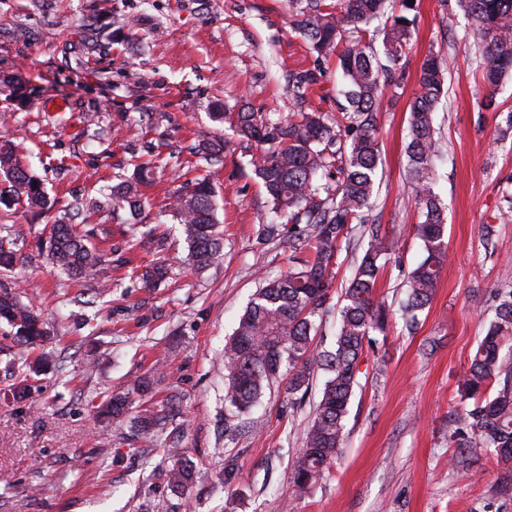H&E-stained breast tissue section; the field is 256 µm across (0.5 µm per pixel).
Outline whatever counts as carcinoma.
I'll use <instances>...</instances> for the list:
<instances>
[{
    "label": "carcinoma",
    "mask_w": 512,
    "mask_h": 512,
    "mask_svg": "<svg viewBox=\"0 0 512 512\" xmlns=\"http://www.w3.org/2000/svg\"><path fill=\"white\" fill-rule=\"evenodd\" d=\"M96 18L110 34L120 37L129 27L127 18L99 0ZM402 0L397 13L392 0H296L292 21L317 57L336 55L341 72V90L346 105L336 116V125L324 115L300 107L277 120L241 108L232 112L213 105L211 121L227 124L241 144L255 149L252 172L263 187L273 212L288 218V238L278 224H265L261 234L288 245V272L275 278H259V286L232 334L224 344V438L236 439L243 418L261 403L266 389L288 373V401L309 389L314 373L326 380L315 406L293 466L291 480L303 491L318 483L331 469L344 442L345 420L354 389L358 385L360 360L372 333H385L390 313L378 301L380 274L393 253V234L371 216L381 164L375 112L385 86L402 76L417 17H409L411 6ZM471 24L466 37L485 60L483 81L490 87L512 75V0H455ZM420 90L409 104V141L406 146V176L413 187L420 221L414 234L422 242L424 258L406 279L400 316L408 330L418 314L433 299L447 257L445 208L435 192L433 161L440 143L435 137L433 112L447 95L441 60L426 57L420 67ZM168 144H150L155 159L137 162L131 175L112 185L110 194L75 198L53 216L48 234L38 239V248L66 277L89 289L97 297L119 278L112 271L131 263L116 261L91 243L94 229L85 224L87 215L124 209L140 215L146 201L144 189L155 182V174L168 167L190 164L199 175L168 195L165 209L179 225L187 248V269L200 274L223 255L224 231L216 219V170L224 164L226 144L222 139L202 140L189 147L190 159L164 151ZM0 176L8 186L0 189V205H21L35 215L48 214L54 201L41 178L22 161L20 146L0 137ZM363 245V254L353 277L339 297L334 347L321 350L313 344L331 307L329 285L333 265L344 250ZM18 244L10 227L0 225V277L17 266ZM170 267L157 262L142 273L144 287L151 288L169 277ZM20 284L0 282V322L6 323L21 344L34 347L47 340L35 308L22 299ZM494 316L485 327L471 356L463 382L464 398L472 408L458 416V433L465 448H492L505 463L512 461V356L503 355L512 334V289L494 296ZM500 388L484 396L494 381ZM154 378L135 379L131 390L114 391L96 406L97 415L114 422L129 421L138 435L157 436L169 424L175 396L162 405L145 402L129 416L130 392L147 395ZM177 442L168 444L174 459L164 476L168 485L186 492L197 478L180 461Z\"/></svg>",
    "instance_id": "carcinoma-1"
}]
</instances>
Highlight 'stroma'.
Listing matches in <instances>:
<instances>
[{"label": "stroma", "mask_w": 512, "mask_h": 512, "mask_svg": "<svg viewBox=\"0 0 512 512\" xmlns=\"http://www.w3.org/2000/svg\"><path fill=\"white\" fill-rule=\"evenodd\" d=\"M130 21L129 41L98 37L94 69L61 67L62 47L91 27L94 0H0V115L50 197L93 192L130 174L142 145L130 128L144 113L157 130L185 146L213 136L228 148L216 179L217 220L224 257L202 274L186 271L187 250L171 217L159 210L165 193L195 176L168 169L147 188L144 222L167 237L173 269L159 288L122 280L96 308L74 305V289L40 255L46 224L17 208L0 209L12 225L23 262L14 276L23 298L43 313L51 335L46 352L66 357L63 373L20 376L0 364V512H512L498 491L507 473L490 448L461 449L456 418L471 408L460 387L494 294L512 289V135L500 138L512 114V78L494 91L481 81L483 62L465 37L461 11L442 13L437 0H413L417 29L399 87L375 112L382 180L373 213L393 227L399 261L386 267L377 294L393 310L386 334L367 347L345 422L344 445L329 475L305 491L291 472L319 399L315 375L306 401L290 406L285 382L267 389L254 413L256 429L224 439V379L217 360L258 286L257 273L288 269L287 248L258 236L275 221L255 180L250 157L232 130L213 123V101L287 115L299 100L335 117L343 98L333 62L317 60L292 30L293 0H112ZM442 61L448 98L433 114L442 145L436 191L446 207L449 259L435 295L407 333L395 312L406 274L422 259L411 234L417 221L405 179L408 107L428 54ZM311 73L314 84L290 79ZM34 102L17 108L13 86ZM496 105H483L486 96ZM72 105L62 108L63 98ZM97 123L80 137L81 113ZM70 168L56 176L57 158ZM494 226L486 238V226ZM168 363L155 399L177 395L168 436H180L198 477L189 494L160 474L161 448L149 447L128 424L97 422L88 400Z\"/></svg>", "instance_id": "obj_1"}]
</instances>
